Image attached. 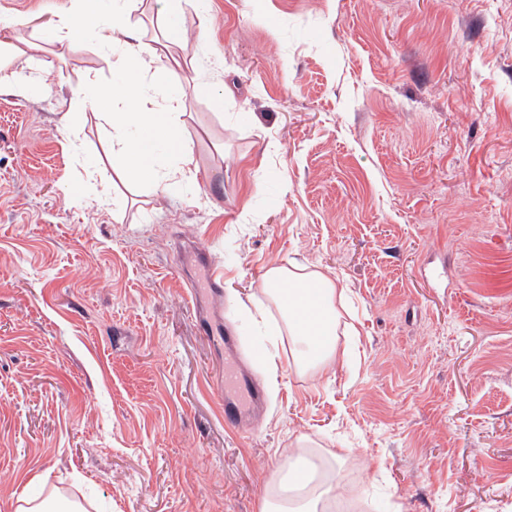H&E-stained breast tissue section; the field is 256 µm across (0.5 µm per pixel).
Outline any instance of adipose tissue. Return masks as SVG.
I'll return each mask as SVG.
<instances>
[{"instance_id": "obj_1", "label": "adipose tissue", "mask_w": 512, "mask_h": 512, "mask_svg": "<svg viewBox=\"0 0 512 512\" xmlns=\"http://www.w3.org/2000/svg\"><path fill=\"white\" fill-rule=\"evenodd\" d=\"M137 3L125 0L108 24L102 23L92 8H82L67 23L65 38L73 46L90 34L101 46L127 48L121 61V85L100 91L90 101L97 117L112 128L111 152L122 161L118 172L121 180L155 185L188 181L194 176L196 163L184 133L185 104L178 96L156 102L144 82L158 55L139 45L140 32L130 21ZM160 141L176 158L175 168L164 171L157 165L155 147ZM262 288L279 316L275 332L288 337L297 367L320 370L333 365L338 358L335 281L296 265H273L263 275ZM328 463L329 471L316 476L304 474V461L296 460L293 479L266 492L261 512H327L330 504L343 498L339 472L344 457L331 455Z\"/></svg>"}]
</instances>
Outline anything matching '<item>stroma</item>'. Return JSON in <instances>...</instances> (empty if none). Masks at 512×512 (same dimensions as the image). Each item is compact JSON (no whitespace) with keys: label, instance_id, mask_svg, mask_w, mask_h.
Wrapping results in <instances>:
<instances>
[{"label":"stroma","instance_id":"obj_1","mask_svg":"<svg viewBox=\"0 0 512 512\" xmlns=\"http://www.w3.org/2000/svg\"><path fill=\"white\" fill-rule=\"evenodd\" d=\"M75 0H0L32 49L0 90V512H259L301 436L388 512H512V0H139L181 16L193 180L116 177L72 100L120 82ZM122 206L104 201V193ZM218 294L191 300L206 279ZM337 280L351 360L298 370L261 277ZM220 315L265 405L228 428ZM19 502L24 503L26 506H18L15 511L22 512H71V511H82L79 505H75L71 507L69 504L57 500L54 497H45L40 498L34 497H24L19 500Z\"/></svg>","mask_w":512,"mask_h":512}]
</instances>
